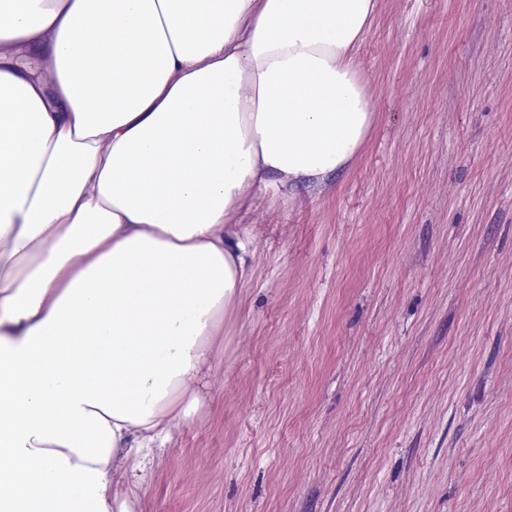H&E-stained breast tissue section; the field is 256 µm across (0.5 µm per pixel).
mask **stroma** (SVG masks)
<instances>
[{
  "label": "stroma",
  "mask_w": 512,
  "mask_h": 512,
  "mask_svg": "<svg viewBox=\"0 0 512 512\" xmlns=\"http://www.w3.org/2000/svg\"><path fill=\"white\" fill-rule=\"evenodd\" d=\"M358 58L370 136L259 192L204 420L137 512H512V0H378Z\"/></svg>",
  "instance_id": "stroma-1"
}]
</instances>
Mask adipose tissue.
Segmentation results:
<instances>
[{
  "label": "adipose tissue",
  "instance_id": "ef3b65f1",
  "mask_svg": "<svg viewBox=\"0 0 512 512\" xmlns=\"http://www.w3.org/2000/svg\"><path fill=\"white\" fill-rule=\"evenodd\" d=\"M376 6L0 0V512H136L142 449L203 414L239 216L370 135Z\"/></svg>",
  "mask_w": 512,
  "mask_h": 512
}]
</instances>
